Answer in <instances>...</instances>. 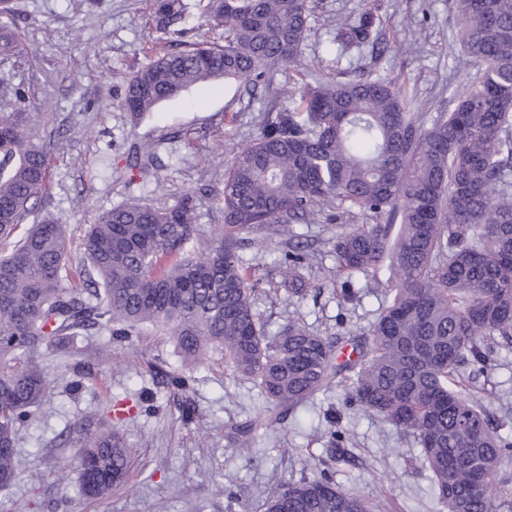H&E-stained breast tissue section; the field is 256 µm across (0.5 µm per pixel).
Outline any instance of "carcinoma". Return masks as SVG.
<instances>
[{"mask_svg":"<svg viewBox=\"0 0 512 512\" xmlns=\"http://www.w3.org/2000/svg\"><path fill=\"white\" fill-rule=\"evenodd\" d=\"M205 24L224 44L203 40L160 54L126 81L122 106L139 120L189 86L234 79L257 86L284 66H303L314 0H199ZM0 0V62L18 56L22 36ZM457 39L476 69L446 112L427 117L387 77L305 83L288 105L269 110L253 143L228 161L224 232L204 257L186 245L197 231L193 195L166 208L130 198L100 214L82 242L92 277L62 287L67 226L34 224L0 252V488L27 470L17 433L44 401L45 351L91 329L123 342L151 326L173 343L186 372L225 351L231 371L251 381L273 409L303 406L348 373L346 401L421 447L433 489L448 512L512 509L499 473L512 463V422L493 427L471 386L490 373L497 339L512 343V0H457ZM156 30L170 36L188 0H151ZM378 40L373 16L341 26L335 41L359 50ZM0 242L36 210L47 183L46 147L35 142L22 89L0 84ZM133 167L155 164L133 141ZM334 202L373 220L332 236L339 272L386 278L389 297L338 361L330 341L304 324L271 333L254 310L256 288L239 254L245 235L282 231ZM287 298L305 295L307 254L284 256ZM267 420L235 428L245 449ZM76 441L78 488L101 498L122 485L130 449L114 428ZM262 512H391L336 485L325 473L274 485Z\"/></svg>","mask_w":512,"mask_h":512,"instance_id":"cac0c4a2","label":"carcinoma"}]
</instances>
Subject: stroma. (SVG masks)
<instances>
[{
    "label": "stroma",
    "mask_w": 512,
    "mask_h": 512,
    "mask_svg": "<svg viewBox=\"0 0 512 512\" xmlns=\"http://www.w3.org/2000/svg\"><path fill=\"white\" fill-rule=\"evenodd\" d=\"M27 49L0 63V80L22 86L35 108L33 132L48 150L49 177L36 213L66 225L72 259L62 285H82L81 242L99 214L129 197L164 207L183 195L197 198L195 255L213 246L224 228V177L233 153L256 138L265 112L284 106L285 93L315 77L344 81L381 74L414 95L416 109H448L475 69L453 41L462 23L456 0H317L303 45L304 73L283 68L255 89L221 79L190 86L140 120L122 107L126 78L152 53L178 50L158 32L149 0H11ZM371 14L382 22L384 53L371 48L342 53L337 28ZM153 143L158 166L142 177L128 166L131 139ZM163 192H156V183ZM359 211L330 205L293 224L310 254L303 299L285 304L277 257L284 237L252 234L242 249L255 308L269 330L295 314L313 333L353 344L366 334L387 298L383 285L354 276L359 303L340 296L330 243L337 224L357 225ZM178 358L167 337L143 329L122 343L91 332L48 352L46 402L19 428L18 452L39 473L0 489L5 512H259L266 490L324 469L367 500L387 498L403 512H447L436 496L411 436L346 402V390L320 392L297 412L259 432L250 450L229 438L234 426L259 416L265 401L249 381L212 353L186 388L164 373ZM485 387L491 422L512 418V357L498 361ZM129 407L120 428L131 450L126 483L87 500L55 474L73 458L75 422L115 420L113 404Z\"/></svg>",
    "instance_id": "stroma-1"
}]
</instances>
